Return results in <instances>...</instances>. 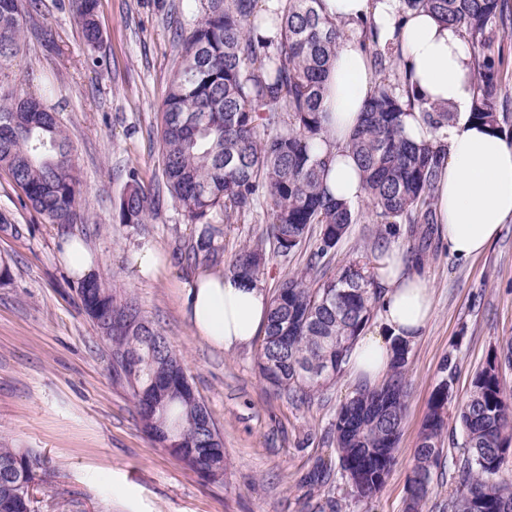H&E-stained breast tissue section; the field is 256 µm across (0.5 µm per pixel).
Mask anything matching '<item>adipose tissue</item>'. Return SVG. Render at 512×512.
<instances>
[{
  "instance_id": "adipose-tissue-1",
  "label": "adipose tissue",
  "mask_w": 512,
  "mask_h": 512,
  "mask_svg": "<svg viewBox=\"0 0 512 512\" xmlns=\"http://www.w3.org/2000/svg\"><path fill=\"white\" fill-rule=\"evenodd\" d=\"M323 13L346 26L374 21L381 41L402 46L401 71L422 109L445 107L455 120L432 132L420 111L403 118L412 141L443 146L445 159L437 182L436 218L451 256L479 255L512 220V143L470 118L474 96L472 52L459 30L430 13L404 12L401 0H322ZM370 64L357 36L341 45L328 80V110L323 124L331 153L326 183L333 196L348 202L363 195L360 169L345 146L360 124L373 90ZM371 271L381 290L378 324L361 336L349 354L353 377L375 383L389 371L394 340L415 342L430 322L433 290L425 277L406 271L398 248L374 253ZM183 312L196 336L220 349L248 346L267 323L269 298L258 283L212 271L185 283Z\"/></svg>"
}]
</instances>
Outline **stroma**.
<instances>
[{
  "mask_svg": "<svg viewBox=\"0 0 512 512\" xmlns=\"http://www.w3.org/2000/svg\"><path fill=\"white\" fill-rule=\"evenodd\" d=\"M179 0H98L103 41L88 48L71 0H38L34 31L14 62L50 83L55 108L74 147L82 194L74 226L48 224L22 206V191L0 170V445L41 455L34 512H404L413 450L442 362L456 363L454 388L465 394L491 350L512 337V221L472 260L452 258L437 229L402 230V254L434 291V314L411 346L410 395L397 463L368 502L357 501L341 474L323 487L301 480L330 454L327 432L360 380L342 370L320 397L292 400L261 377L257 347L214 348L194 336L182 312V286L197 272L180 254L195 237L171 202L148 223L125 224L119 199L130 176L148 192L161 177L159 114L179 55L173 18ZM103 57L108 69L91 64ZM377 227L351 225L328 266L337 271L360 247L376 251ZM81 237L92 270L117 299L131 298L181 354L187 376L224 439L227 469L201 480L141 432L128 389L112 381L109 343L81 308L79 279L66 268L65 242ZM157 251L158 275H141L142 248ZM456 423L444 434L424 512H448L463 450Z\"/></svg>",
  "mask_w": 512,
  "mask_h": 512,
  "instance_id": "1",
  "label": "stroma"
}]
</instances>
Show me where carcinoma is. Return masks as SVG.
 <instances>
[{"label": "carcinoma", "instance_id": "1", "mask_svg": "<svg viewBox=\"0 0 512 512\" xmlns=\"http://www.w3.org/2000/svg\"><path fill=\"white\" fill-rule=\"evenodd\" d=\"M202 10L179 21V60L161 106L164 192L201 228L189 245L188 259L217 266L224 251V230L210 216L224 214L233 224L266 200L272 222L244 246L225 273L255 280L268 255L288 257L313 246L301 272L284 277L270 298L258 359L263 378L304 402L336 380L353 344L373 318L379 293L361 254L327 277L325 258L335 251L350 225L436 223L435 189L441 150L418 145L403 134V117L415 106L404 78L374 82L363 120L346 147L362 171L365 210L333 198L324 184L331 154L314 143L323 137L326 79L344 25L319 11L321 0H276L256 9L257 0H184ZM87 45L102 41L97 0H72ZM403 11H425L457 27L472 48L474 99L471 119L503 134L512 117L505 96L512 53L505 50L512 28L509 0H403ZM27 27L22 0H0V168L10 174L25 199L22 204L50 224H72L80 196L73 148L57 113L28 93L26 79L12 62ZM261 27L276 30L272 39L254 38ZM361 43L372 72L381 74L400 60L393 43H381L373 22H360ZM431 129L448 126L454 113L424 109ZM155 198L136 175L120 200L125 224L145 223ZM78 295L102 337L112 342L114 378L127 385L136 414L148 436L190 467H206L211 480L224 478L222 435L206 404L188 389H177L165 411L182 443L169 446L156 432L151 397L159 366L175 368L176 382L187 380L183 362L167 339L131 300L119 301L101 278L81 280ZM411 347L394 345L390 371L381 386L358 389L336 411L331 444L339 470L353 496L372 500L396 464L409 383ZM453 359L429 400L408 478L405 512H423L432 468L443 454L449 417L459 423L467 456L448 512H512V393L501 377L512 370V338L493 349L475 372L465 398L451 407ZM40 461L22 448H0V505L9 512H31V493Z\"/></svg>", "mask_w": 512, "mask_h": 512}]
</instances>
